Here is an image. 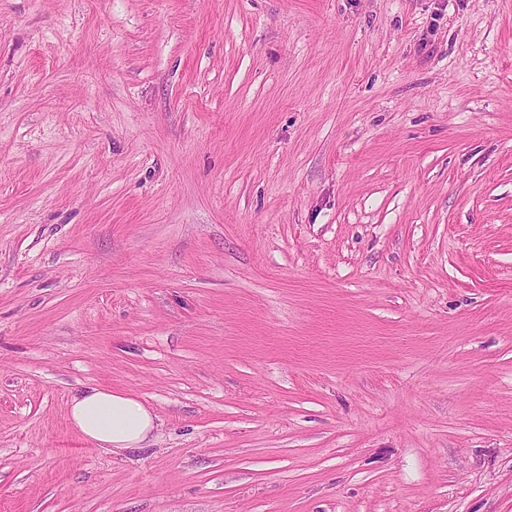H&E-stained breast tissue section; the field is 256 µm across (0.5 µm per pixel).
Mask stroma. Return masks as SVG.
<instances>
[{"instance_id":"35a3bbf8","label":"stroma","mask_w":512,"mask_h":512,"mask_svg":"<svg viewBox=\"0 0 512 512\" xmlns=\"http://www.w3.org/2000/svg\"><path fill=\"white\" fill-rule=\"evenodd\" d=\"M0 512H512V0H0ZM69 417L81 438L112 452L139 448L158 423L151 406L135 395L96 386L72 397Z\"/></svg>"}]
</instances>
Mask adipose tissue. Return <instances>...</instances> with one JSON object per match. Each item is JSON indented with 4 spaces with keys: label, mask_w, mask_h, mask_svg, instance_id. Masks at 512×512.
<instances>
[{
    "label": "adipose tissue",
    "mask_w": 512,
    "mask_h": 512,
    "mask_svg": "<svg viewBox=\"0 0 512 512\" xmlns=\"http://www.w3.org/2000/svg\"><path fill=\"white\" fill-rule=\"evenodd\" d=\"M69 417L81 438L113 452L141 446L158 423L151 406L135 395L96 386L73 396Z\"/></svg>",
    "instance_id": "adipose-tissue-1"
}]
</instances>
